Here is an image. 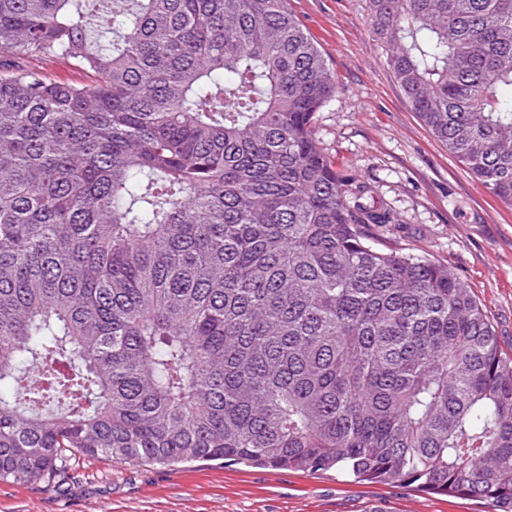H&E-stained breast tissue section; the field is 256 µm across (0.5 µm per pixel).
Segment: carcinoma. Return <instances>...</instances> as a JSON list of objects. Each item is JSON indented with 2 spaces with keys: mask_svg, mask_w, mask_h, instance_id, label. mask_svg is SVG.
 Wrapping results in <instances>:
<instances>
[{
  "mask_svg": "<svg viewBox=\"0 0 512 512\" xmlns=\"http://www.w3.org/2000/svg\"><path fill=\"white\" fill-rule=\"evenodd\" d=\"M431 134L512 205V0H369ZM289 0H0V481L65 452L512 512V358L313 130L336 75ZM64 56L91 83L21 63Z\"/></svg>",
  "mask_w": 512,
  "mask_h": 512,
  "instance_id": "obj_1",
  "label": "carcinoma"
}]
</instances>
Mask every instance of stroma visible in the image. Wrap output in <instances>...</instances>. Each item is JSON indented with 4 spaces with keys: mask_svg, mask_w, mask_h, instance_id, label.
<instances>
[{
    "mask_svg": "<svg viewBox=\"0 0 512 512\" xmlns=\"http://www.w3.org/2000/svg\"><path fill=\"white\" fill-rule=\"evenodd\" d=\"M290 8L336 75V94L314 119L321 146L394 215L374 229L372 245L453 268L512 351V206L475 181L413 111L370 34L369 0H290ZM66 473L48 486L0 482V512H494L485 500L355 483L336 469L169 467L77 455Z\"/></svg>",
    "mask_w": 512,
    "mask_h": 512,
    "instance_id": "1",
    "label": "stroma"
}]
</instances>
